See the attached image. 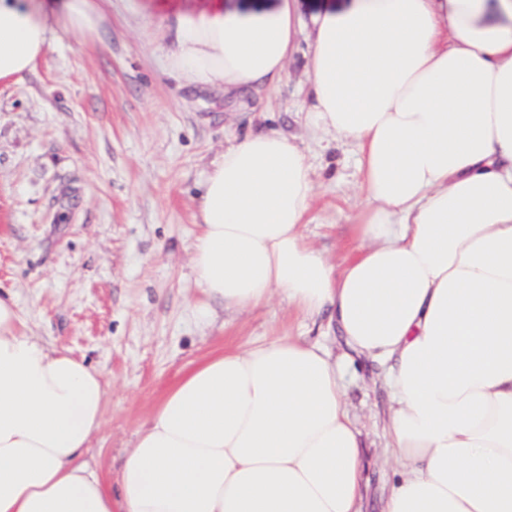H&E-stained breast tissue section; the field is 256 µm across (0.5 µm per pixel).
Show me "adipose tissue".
<instances>
[{
	"mask_svg": "<svg viewBox=\"0 0 512 512\" xmlns=\"http://www.w3.org/2000/svg\"><path fill=\"white\" fill-rule=\"evenodd\" d=\"M112 0H0V81ZM299 0L176 16L183 85L276 83L301 33L307 124L353 142L364 195L341 264L303 227L315 182L288 137L252 134L213 164L191 262L207 302L282 296L329 314L387 364L399 482L383 512H512V0ZM0 298V512H360L362 456L330 353L282 336L187 367L109 489L83 460L100 370L26 335Z\"/></svg>",
	"mask_w": 512,
	"mask_h": 512,
	"instance_id": "ef3b65f1",
	"label": "adipose tissue"
}]
</instances>
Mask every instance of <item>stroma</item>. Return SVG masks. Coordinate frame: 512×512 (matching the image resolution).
I'll use <instances>...</instances> for the list:
<instances>
[{
	"instance_id": "obj_1",
	"label": "stroma",
	"mask_w": 512,
	"mask_h": 512,
	"mask_svg": "<svg viewBox=\"0 0 512 512\" xmlns=\"http://www.w3.org/2000/svg\"><path fill=\"white\" fill-rule=\"evenodd\" d=\"M213 2L115 0L96 33L56 34L31 71L0 83V296L28 335L103 373V423L84 460L110 485L139 425L191 363L278 336L325 344L361 432V512H381L397 480L383 367L278 298L249 311L214 301L205 319L192 310L202 297L191 265L199 195L235 141L277 131L308 154L316 196L304 234L332 260L356 247L362 201L354 146L304 122L307 40L278 83L242 95L168 75L155 29Z\"/></svg>"
}]
</instances>
